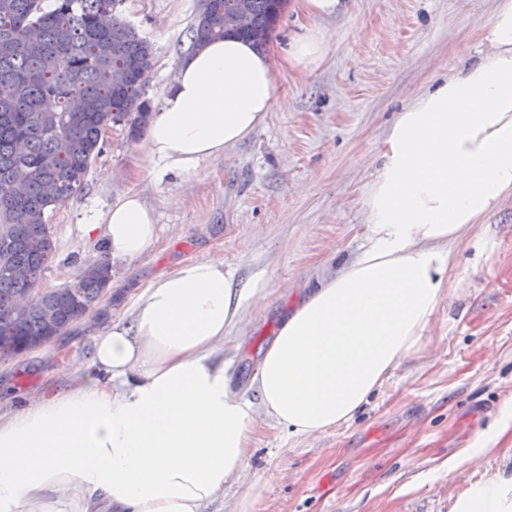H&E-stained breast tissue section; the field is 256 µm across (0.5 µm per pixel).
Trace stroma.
<instances>
[{
  "mask_svg": "<svg viewBox=\"0 0 512 512\" xmlns=\"http://www.w3.org/2000/svg\"><path fill=\"white\" fill-rule=\"evenodd\" d=\"M203 0H122L119 13L153 42L144 83L158 109L190 48ZM497 0H344L314 19L288 6L265 51L279 101L252 135L188 175L153 169L144 138L110 128L84 190L52 212L56 255L44 287L72 282L79 266L108 261L100 303L61 336L0 357V411L86 371L95 334L131 318L158 275L220 258L235 280L264 276L269 295L224 347L245 392L288 304L371 244L363 200L383 162L398 112L441 77L485 53L481 30ZM332 34L314 70L291 66L287 42L302 27ZM140 194L159 226L144 255L108 259L80 227L126 192ZM453 288L416 352L348 423L312 437L258 415L246 469L206 512H449L458 492L448 462L487 442L466 470L486 479L512 465V200L454 249Z\"/></svg>",
  "mask_w": 512,
  "mask_h": 512,
  "instance_id": "35a3bbf8",
  "label": "stroma"
}]
</instances>
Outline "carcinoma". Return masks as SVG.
I'll return each mask as SVG.
<instances>
[{"label": "carcinoma", "instance_id": "carcinoma-1", "mask_svg": "<svg viewBox=\"0 0 512 512\" xmlns=\"http://www.w3.org/2000/svg\"><path fill=\"white\" fill-rule=\"evenodd\" d=\"M119 2L0 0V183L14 189L0 194L1 357L62 335L103 294L95 264L78 268L72 287L39 284L55 256L50 213L83 190L105 131L125 125L137 137L148 123L142 79L154 45L121 16ZM287 2L204 0L192 45L241 36L262 49ZM237 11L250 19L243 34L232 21Z\"/></svg>", "mask_w": 512, "mask_h": 512}]
</instances>
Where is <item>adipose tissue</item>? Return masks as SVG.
Here are the masks:
<instances>
[{
	"mask_svg": "<svg viewBox=\"0 0 512 512\" xmlns=\"http://www.w3.org/2000/svg\"><path fill=\"white\" fill-rule=\"evenodd\" d=\"M482 39L478 63L399 112L364 201L372 243L281 322L251 378L256 399L233 391L224 344L266 281L235 284L214 259L180 265L146 287L131 321L96 335L90 372L0 413V512H202L245 469L257 410L308 436L353 420L421 345L450 294L454 246L512 198V0H498ZM330 41L304 29L288 60L314 69ZM277 103L267 55L211 41L153 113L148 158L190 173ZM82 231L110 257H138L156 216L129 192ZM451 512H512V472L463 484Z\"/></svg>",
	"mask_w": 512,
	"mask_h": 512,
	"instance_id": "adipose-tissue-1",
	"label": "adipose tissue"
}]
</instances>
